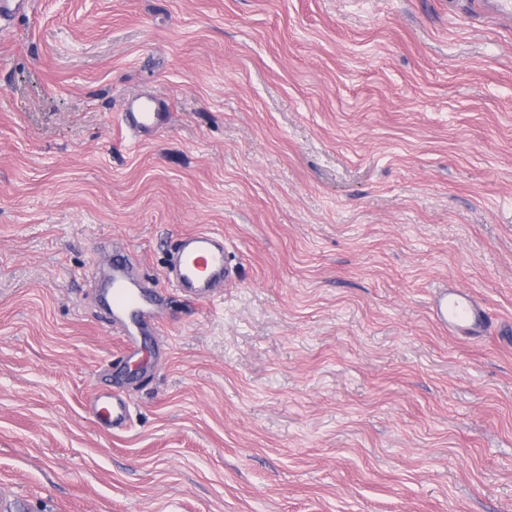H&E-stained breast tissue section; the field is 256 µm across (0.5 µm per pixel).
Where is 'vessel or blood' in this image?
Returning <instances> with one entry per match:
<instances>
[{"label":"vessel or blood","mask_w":512,"mask_h":512,"mask_svg":"<svg viewBox=\"0 0 512 512\" xmlns=\"http://www.w3.org/2000/svg\"><path fill=\"white\" fill-rule=\"evenodd\" d=\"M170 121V114L153 98H128L120 114L121 124L134 140L156 134ZM164 281L172 288L195 298H212L224 284L228 271L224 235L219 231H197L176 238ZM90 288L105 303L107 318L122 342L125 356H133L147 330L157 324L153 296L135 271L129 255L113 252L111 260L93 272ZM433 312L443 327L468 335H482L488 326L486 310L468 293L458 288L441 290L433 302ZM98 420L118 427L127 419L129 406L120 393L96 395L89 405Z\"/></svg>","instance_id":"b4317fda"}]
</instances>
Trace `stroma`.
<instances>
[{"instance_id": "obj_1", "label": "stroma", "mask_w": 512, "mask_h": 512, "mask_svg": "<svg viewBox=\"0 0 512 512\" xmlns=\"http://www.w3.org/2000/svg\"><path fill=\"white\" fill-rule=\"evenodd\" d=\"M172 119L142 142L126 97ZM219 229L129 363L88 286ZM453 286L486 308L443 328ZM119 388L124 429L89 415ZM0 512H512V22L468 0L0 19ZM166 267L164 281L190 297L209 299L213 288H222L227 273L224 234L197 231L176 238ZM439 324L468 336H481L487 329L486 310L468 293L459 288L441 290L433 302Z\"/></svg>"}]
</instances>
